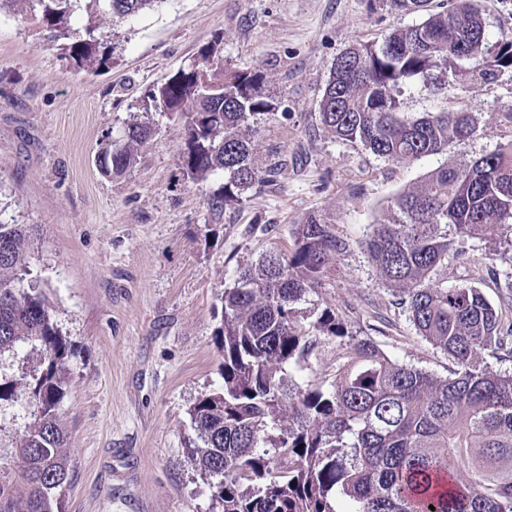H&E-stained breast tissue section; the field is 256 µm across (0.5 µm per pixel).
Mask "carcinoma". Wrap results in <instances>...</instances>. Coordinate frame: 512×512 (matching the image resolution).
Wrapping results in <instances>:
<instances>
[{
    "mask_svg": "<svg viewBox=\"0 0 512 512\" xmlns=\"http://www.w3.org/2000/svg\"><path fill=\"white\" fill-rule=\"evenodd\" d=\"M161 2L0 0V11L31 15L49 43L90 71L112 62L102 29ZM221 44L216 36L203 45L140 105L147 115L184 119L180 164L192 183L224 175L208 198L216 213L286 168L278 156L255 162L253 133L279 104L262 72L224 66ZM461 69L483 83L512 71V32L489 42L483 0H456L346 49L318 100L320 125L394 163L447 153L477 134L472 113L444 108L409 118L401 95L434 73L438 89ZM152 134L146 121L127 125L100 158L101 173L124 174ZM504 224H512V138L394 196L362 242L418 336L451 359L444 378L357 340L336 356L331 377L287 390V369L308 360L320 337L347 335L330 307L302 326L296 304L348 244L312 215L295 225L291 254L269 251L243 268L220 298L223 386L189 410L188 459L210 480L211 512H512V373L485 360L512 358V325L474 284L448 288L433 277L451 250ZM28 257L26 225L0 223V355L27 346L43 365L0 373V402L21 391L29 414L15 456L0 460V512H63L73 476L59 412L69 351L47 296L26 278Z\"/></svg>",
    "mask_w": 512,
    "mask_h": 512,
    "instance_id": "cac0c4a2",
    "label": "carcinoma"
}]
</instances>
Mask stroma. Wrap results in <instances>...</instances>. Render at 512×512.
I'll return each mask as SVG.
<instances>
[{"mask_svg":"<svg viewBox=\"0 0 512 512\" xmlns=\"http://www.w3.org/2000/svg\"><path fill=\"white\" fill-rule=\"evenodd\" d=\"M422 18L382 0H165L114 25L112 63L73 67L20 12L0 13V222L30 232L29 270L49 295L71 347L61 403L73 479L64 512H209V481L187 457L188 411L223 383L217 310L242 267L293 249L312 214L349 244L299 301L307 319L325 307L390 358L438 376L446 354L417 335L393 306L362 242L388 200L443 163L466 164L497 149L511 123L512 73L483 84L460 75L440 89L410 83L409 115L443 108L475 115V137L450 153L408 164L336 139L318 100L336 58ZM227 66L258 70L280 111L258 127L257 163L277 151L288 166L222 216L181 169L180 117L153 113L147 148L117 177L98 158L139 117L143 96L193 63L214 35ZM506 232L472 239L435 273L448 286L479 283L512 320V288L487 266L512 269ZM499 240L487 259L490 240Z\"/></svg>","mask_w":512,"mask_h":512,"instance_id":"35a3bbf8","label":"stroma"}]
</instances>
